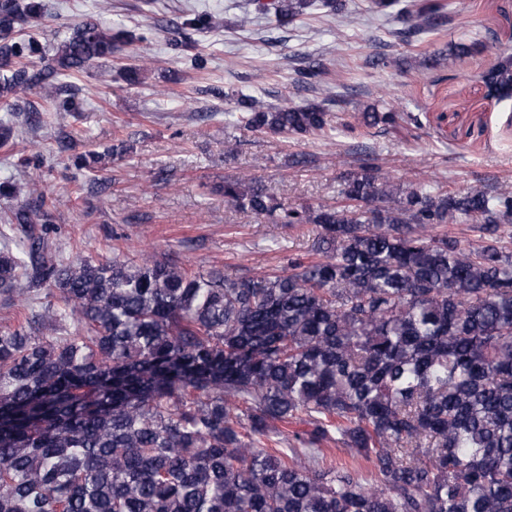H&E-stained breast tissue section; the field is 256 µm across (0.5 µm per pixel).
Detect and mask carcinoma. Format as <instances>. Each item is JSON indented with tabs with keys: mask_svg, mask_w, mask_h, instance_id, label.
Segmentation results:
<instances>
[{
	"mask_svg": "<svg viewBox=\"0 0 512 512\" xmlns=\"http://www.w3.org/2000/svg\"><path fill=\"white\" fill-rule=\"evenodd\" d=\"M288 24L314 0H253ZM43 0H0V111L35 91L68 111L60 77L132 42L87 20L52 45L34 41ZM401 41L443 28V0H370ZM311 60L299 82L316 86ZM512 98V50L480 74ZM321 102L237 100L240 128L272 138L331 130ZM421 115L368 105L349 133ZM275 224H314L321 256L281 273L190 271L164 258L51 255L53 199L11 211L25 243L0 234V297L29 321L0 328V512H512V188L404 190L364 164L334 206L288 209L254 177L216 188ZM440 224H474L463 247ZM367 463L327 462L325 445Z\"/></svg>",
	"mask_w": 512,
	"mask_h": 512,
	"instance_id": "1",
	"label": "carcinoma"
}]
</instances>
